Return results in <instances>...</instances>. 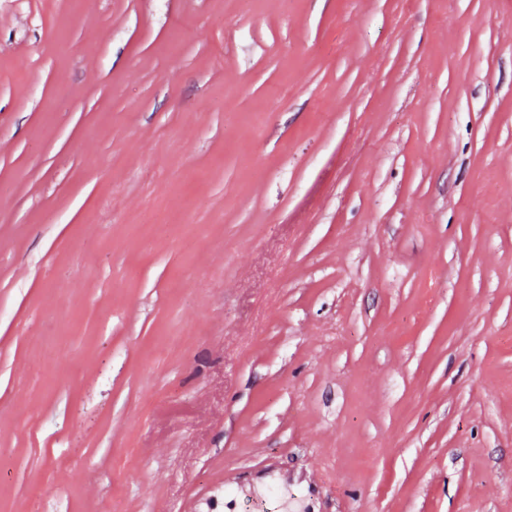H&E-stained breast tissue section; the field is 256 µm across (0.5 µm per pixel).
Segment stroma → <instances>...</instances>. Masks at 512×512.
<instances>
[{"instance_id":"1","label":"stroma","mask_w":512,"mask_h":512,"mask_svg":"<svg viewBox=\"0 0 512 512\" xmlns=\"http://www.w3.org/2000/svg\"><path fill=\"white\" fill-rule=\"evenodd\" d=\"M512 512V0H0V512Z\"/></svg>"}]
</instances>
